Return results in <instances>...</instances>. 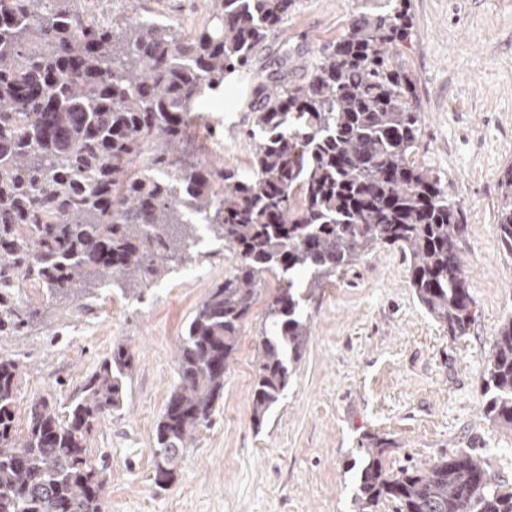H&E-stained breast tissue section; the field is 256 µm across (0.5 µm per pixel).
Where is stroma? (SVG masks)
<instances>
[{
	"label": "stroma",
	"mask_w": 512,
	"mask_h": 512,
	"mask_svg": "<svg viewBox=\"0 0 512 512\" xmlns=\"http://www.w3.org/2000/svg\"><path fill=\"white\" fill-rule=\"evenodd\" d=\"M396 0H294L280 30L257 52L250 76L225 85L220 104L199 108L185 145L189 160L243 169L252 155L242 136L255 78L299 77L357 15L386 14ZM103 23L148 15L191 35L208 0H95ZM410 33L395 59L412 76L421 113L417 164L440 178L464 210L474 321L462 337L420 305L401 250L375 248L338 270L305 304L311 336L293 380L262 427L251 421L257 342L264 309L287 277L266 272L263 293L241 340L209 426L187 448L176 482L152 486V439L178 382L184 325L216 284L233 272L232 251L189 254L141 300L106 288L79 297L13 298L29 318L0 333V357L25 368L17 417L37 394L59 406L114 347L135 354L121 410L96 425L90 448L106 466L105 512H350L358 448L389 440L391 468L417 467L461 449L477 452L493 479L512 485V429L485 411V356L512 316V256L497 234L499 180L512 166V0H409ZM112 297L120 308L104 312Z\"/></svg>",
	"instance_id": "stroma-1"
}]
</instances>
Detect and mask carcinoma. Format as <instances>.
<instances>
[{"instance_id":"1","label":"carcinoma","mask_w":512,"mask_h":512,"mask_svg":"<svg viewBox=\"0 0 512 512\" xmlns=\"http://www.w3.org/2000/svg\"><path fill=\"white\" fill-rule=\"evenodd\" d=\"M0 0V288L47 296L79 284L125 290L166 279L194 246L195 215L238 256L185 326L178 382L155 427L152 484L177 480L185 449L209 424L264 272L290 275L268 300L257 345L252 422L262 426L307 349L303 302L368 251L410 256L409 287L457 338L472 323L462 244L468 224L440 179L411 160L416 89L393 48L409 31L398 6L356 16L299 80L257 82L245 136L251 169L182 157L197 103L245 73L293 0H210L190 37L151 18L93 26L73 0ZM497 231L512 256V166L500 181ZM27 311L10 305L0 329ZM490 419L512 429V316L486 355ZM134 366L112 349L60 413L31 398L16 429L23 365L0 357V512H104L95 425L121 409ZM360 449L351 512H512V488L460 450L419 468L387 466L388 442Z\"/></svg>"}]
</instances>
